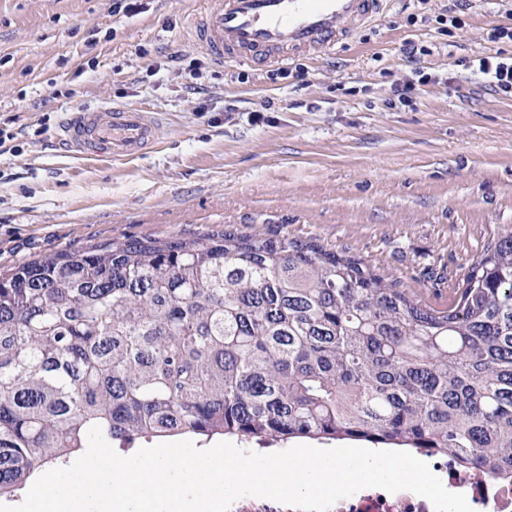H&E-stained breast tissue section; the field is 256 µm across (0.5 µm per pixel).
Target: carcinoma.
<instances>
[{
	"label": "carcinoma",
	"instance_id": "carcinoma-1",
	"mask_svg": "<svg viewBox=\"0 0 512 512\" xmlns=\"http://www.w3.org/2000/svg\"><path fill=\"white\" fill-rule=\"evenodd\" d=\"M191 434L446 452L512 479V230L431 307L314 242L207 233L0 274V497L85 450Z\"/></svg>",
	"mask_w": 512,
	"mask_h": 512
}]
</instances>
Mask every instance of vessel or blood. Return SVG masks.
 I'll use <instances>...</instances> for the list:
<instances>
[{
    "instance_id": "obj_1",
    "label": "vessel or blood",
    "mask_w": 512,
    "mask_h": 512,
    "mask_svg": "<svg viewBox=\"0 0 512 512\" xmlns=\"http://www.w3.org/2000/svg\"><path fill=\"white\" fill-rule=\"evenodd\" d=\"M381 0H208L193 29L194 44L215 63L258 65L317 54L354 35ZM158 118L134 107L84 109L65 120L61 138L80 155L120 159L156 139Z\"/></svg>"
}]
</instances>
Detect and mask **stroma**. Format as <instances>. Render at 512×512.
I'll list each match as a JSON object with an SVG mask.
<instances>
[{
	"label": "stroma",
	"instance_id": "obj_1",
	"mask_svg": "<svg viewBox=\"0 0 512 512\" xmlns=\"http://www.w3.org/2000/svg\"><path fill=\"white\" fill-rule=\"evenodd\" d=\"M205 2L148 0L127 19L113 0H0V272L94 243L231 229L365 259L427 304L461 287L512 228V99L458 61L512 57V42L489 39L512 23V0H471L449 35L438 22L454 0H385L327 53L279 67L220 66L193 47ZM407 39L427 48L433 80L404 106L391 89L411 77ZM113 104L157 113L151 148L120 160L64 150L67 113Z\"/></svg>",
	"mask_w": 512,
	"mask_h": 512
}]
</instances>
